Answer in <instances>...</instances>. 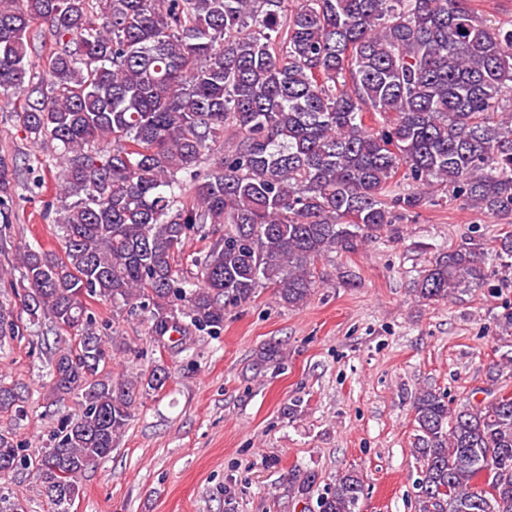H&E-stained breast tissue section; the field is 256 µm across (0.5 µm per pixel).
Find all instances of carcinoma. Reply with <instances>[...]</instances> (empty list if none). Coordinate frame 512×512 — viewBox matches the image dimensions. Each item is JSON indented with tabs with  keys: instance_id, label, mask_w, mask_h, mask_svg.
<instances>
[{
	"instance_id": "1",
	"label": "carcinoma",
	"mask_w": 512,
	"mask_h": 512,
	"mask_svg": "<svg viewBox=\"0 0 512 512\" xmlns=\"http://www.w3.org/2000/svg\"><path fill=\"white\" fill-rule=\"evenodd\" d=\"M36 20L54 41L38 73ZM18 100L27 138L54 149L63 253L18 247L15 265L30 322L79 337L55 351L48 397L81 412L58 418L33 462L0 425V479L32 469L56 512L112 453L136 399L169 379L160 364L97 378L112 347L88 300L141 308L157 343L217 334L226 306L264 285L306 304L315 262L439 191L512 224V27L468 0H0V108ZM400 175L412 189L394 194ZM216 224L224 233L180 277L174 257ZM495 256L511 281L512 234ZM487 274L472 239L416 293L446 300ZM485 394L415 395L418 512H512V393ZM18 402L0 384V415L23 417ZM363 492L346 470L320 512H357ZM0 512H26L2 485Z\"/></svg>"
}]
</instances>
